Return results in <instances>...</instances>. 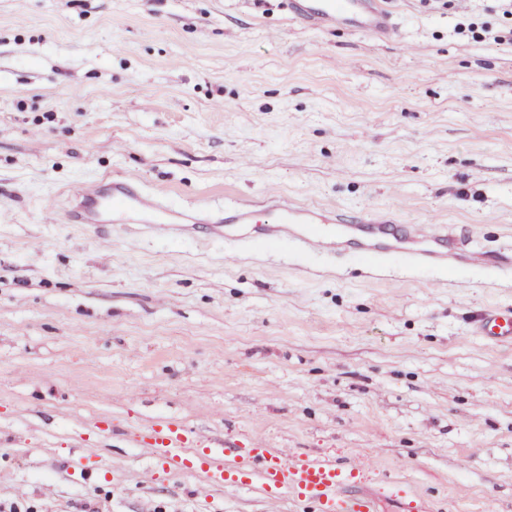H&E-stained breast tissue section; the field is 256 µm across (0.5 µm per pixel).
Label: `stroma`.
<instances>
[{
  "mask_svg": "<svg viewBox=\"0 0 512 512\" xmlns=\"http://www.w3.org/2000/svg\"><path fill=\"white\" fill-rule=\"evenodd\" d=\"M384 4L392 39L282 0H0V502L305 512L163 472L132 434L168 421L357 463L431 512H512V342L476 329L512 310V267L368 275L414 224L512 254V20ZM128 176L177 209L280 197L355 230L309 252L263 221L46 223Z\"/></svg>",
  "mask_w": 512,
  "mask_h": 512,
  "instance_id": "obj_1",
  "label": "stroma"
}]
</instances>
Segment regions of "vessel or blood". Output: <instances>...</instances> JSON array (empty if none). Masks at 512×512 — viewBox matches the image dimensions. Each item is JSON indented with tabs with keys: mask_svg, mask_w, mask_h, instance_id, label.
<instances>
[{
	"mask_svg": "<svg viewBox=\"0 0 512 512\" xmlns=\"http://www.w3.org/2000/svg\"><path fill=\"white\" fill-rule=\"evenodd\" d=\"M294 18L310 29L349 27L368 32L379 38L397 36L393 15L381 0H290ZM72 203L67 213L74 224H96L100 218L89 205L98 201V185L71 187ZM109 200L113 209L145 225L158 236L172 233L175 225L198 223L191 211L171 208L164 200L145 195L135 179L114 181ZM273 219L270 234L286 237L292 224H318L320 233H302L305 247L323 249L332 233H345L335 212L321 208L301 209L281 199H270ZM390 255L418 264L445 261V254L429 250H408L391 247ZM482 335H498L512 340V313H494L481 326ZM140 436L146 441L153 460L168 471L198 468L202 483L208 488H237L258 483L272 502L295 497L314 505L316 512H378L379 497L365 489L360 469L327 459L300 456L279 448H271L258 440L247 447L206 445L196 434L171 423L145 426ZM388 494L402 506L404 512H428L426 502L404 482L392 483Z\"/></svg>",
	"mask_w": 512,
	"mask_h": 512,
	"instance_id": "obj_1",
	"label": "vessel or blood"
}]
</instances>
